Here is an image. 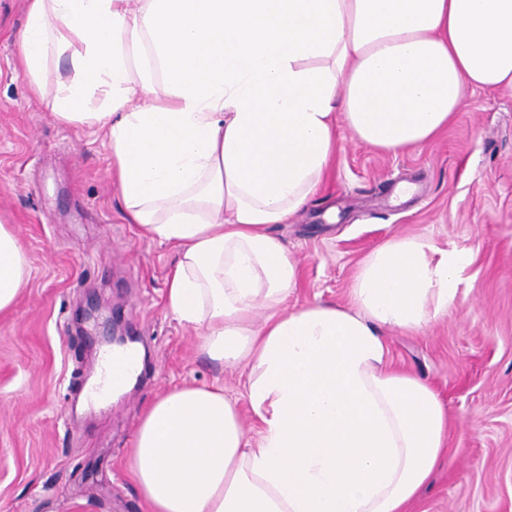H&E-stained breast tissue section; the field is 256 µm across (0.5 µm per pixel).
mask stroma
<instances>
[{
  "instance_id": "obj_1",
  "label": "stroma",
  "mask_w": 512,
  "mask_h": 512,
  "mask_svg": "<svg viewBox=\"0 0 512 512\" xmlns=\"http://www.w3.org/2000/svg\"><path fill=\"white\" fill-rule=\"evenodd\" d=\"M25 19L24 0H0V224L28 262L0 311V512H146L128 468L146 409L179 386L220 385L258 433L247 370L209 359L168 314L173 249L125 219L103 133L57 123L32 94L15 51ZM338 132L321 190L271 228L300 270L286 306L348 303L364 258L394 237L471 253L447 315L384 331L388 365L448 411L445 461L408 512H512V94L466 91L446 129L398 154ZM92 305L146 358L132 389L82 412L103 339L75 323Z\"/></svg>"
}]
</instances>
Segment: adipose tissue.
I'll use <instances>...</instances> for the list:
<instances>
[{"label": "adipose tissue", "instance_id": "1", "mask_svg": "<svg viewBox=\"0 0 512 512\" xmlns=\"http://www.w3.org/2000/svg\"><path fill=\"white\" fill-rule=\"evenodd\" d=\"M25 2L15 44L33 94L57 122L105 133L127 219L177 251L170 314L210 359L249 369L258 436L220 386L148 408L129 454L148 512H406L443 461L448 414L388 367L382 330L424 331L471 257L395 237L349 304L288 310L298 268L270 227L318 192L337 117L397 153L444 130L466 88L512 92V0ZM144 41L164 90L131 75ZM65 54L73 77L44 98ZM26 268L0 224V311Z\"/></svg>", "mask_w": 512, "mask_h": 512}]
</instances>
